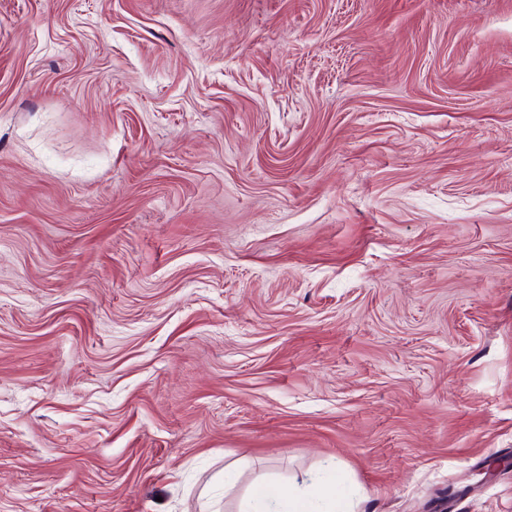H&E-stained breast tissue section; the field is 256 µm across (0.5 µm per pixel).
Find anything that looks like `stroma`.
Returning <instances> with one entry per match:
<instances>
[{"label":"stroma","instance_id":"stroma-1","mask_svg":"<svg viewBox=\"0 0 512 512\" xmlns=\"http://www.w3.org/2000/svg\"><path fill=\"white\" fill-rule=\"evenodd\" d=\"M512 0H0V512H512ZM307 493V487H299L297 485H288L280 497L278 508L271 511L267 501L262 498H254L252 503H249L248 510L245 512H335V511H350L347 506L337 502L332 497H326L323 501L326 507L324 509L310 510L309 504L305 501L304 496Z\"/></svg>","mask_w":512,"mask_h":512}]
</instances>
